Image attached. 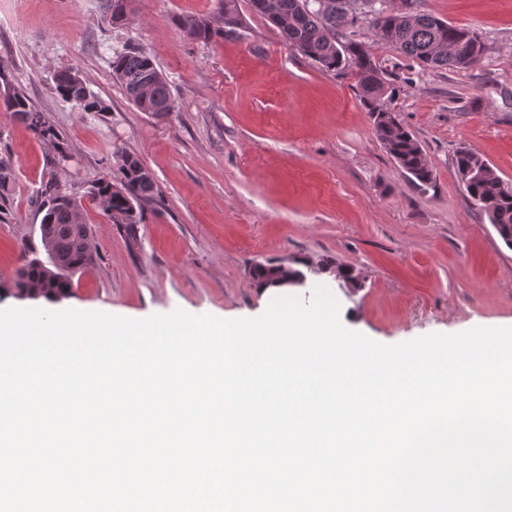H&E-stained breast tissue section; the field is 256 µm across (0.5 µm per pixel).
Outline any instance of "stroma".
I'll list each match as a JSON object with an SVG mask.
<instances>
[{"instance_id":"1","label":"stroma","mask_w":512,"mask_h":512,"mask_svg":"<svg viewBox=\"0 0 512 512\" xmlns=\"http://www.w3.org/2000/svg\"><path fill=\"white\" fill-rule=\"evenodd\" d=\"M240 35L203 44L177 17L209 14L214 0H132L123 26L101 20L100 0H0V59L66 138L72 189L118 171L135 153L161 191L136 238L88 207L94 264L58 308L142 319L174 309L255 317L270 298L253 264L331 258L362 285L308 273L292 295L326 285L347 328L382 344L431 333L512 323V250L470 204L452 158L468 146L512 184V0H417L418 9L482 33L486 56L436 73L357 30L384 67L406 82L393 107L433 170L412 190L377 140L348 75L327 72L288 48L268 20L239 0ZM146 51L178 109L137 111L112 78L114 53ZM78 71L109 106L87 113L62 101L54 75ZM16 173L13 215L0 223V285L40 242L33 198L50 146L0 112Z\"/></svg>"}]
</instances>
